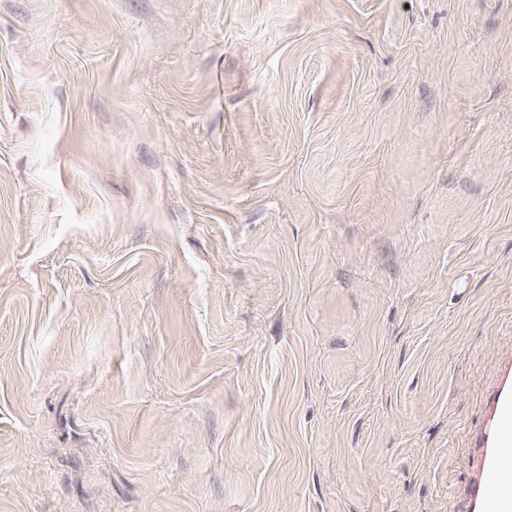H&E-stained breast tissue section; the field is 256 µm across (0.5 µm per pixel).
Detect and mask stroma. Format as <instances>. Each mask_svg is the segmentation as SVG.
Listing matches in <instances>:
<instances>
[{"mask_svg": "<svg viewBox=\"0 0 512 512\" xmlns=\"http://www.w3.org/2000/svg\"><path fill=\"white\" fill-rule=\"evenodd\" d=\"M512 399V0H0V512H484Z\"/></svg>", "mask_w": 512, "mask_h": 512, "instance_id": "1", "label": "stroma"}]
</instances>
